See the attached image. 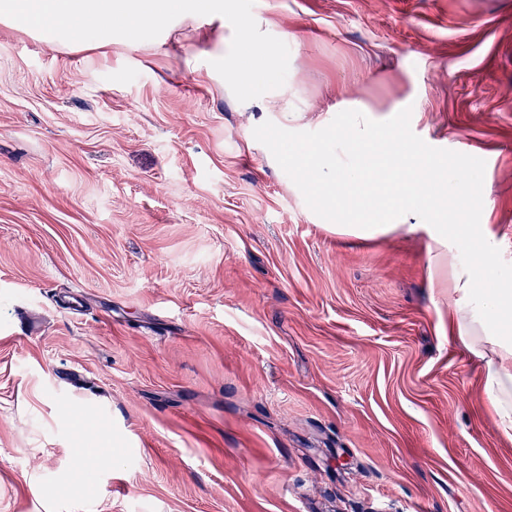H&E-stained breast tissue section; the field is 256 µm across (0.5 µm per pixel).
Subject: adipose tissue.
Wrapping results in <instances>:
<instances>
[{
  "instance_id": "adipose-tissue-1",
  "label": "adipose tissue",
  "mask_w": 512,
  "mask_h": 512,
  "mask_svg": "<svg viewBox=\"0 0 512 512\" xmlns=\"http://www.w3.org/2000/svg\"><path fill=\"white\" fill-rule=\"evenodd\" d=\"M474 238L485 259L483 268L456 261L452 243ZM430 259L448 269V337L479 359L489 408L503 436L512 439V285L497 281L494 239L482 224H440L432 236Z\"/></svg>"
}]
</instances>
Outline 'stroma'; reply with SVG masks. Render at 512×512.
Listing matches in <instances>:
<instances>
[{
    "instance_id": "35a3bbf8",
    "label": "stroma",
    "mask_w": 512,
    "mask_h": 512,
    "mask_svg": "<svg viewBox=\"0 0 512 512\" xmlns=\"http://www.w3.org/2000/svg\"><path fill=\"white\" fill-rule=\"evenodd\" d=\"M252 13L298 130L408 107L485 160L512 282V0ZM232 37L179 17L101 55L0 20V512H512L430 225L313 213L253 136L279 113L212 71Z\"/></svg>"
}]
</instances>
